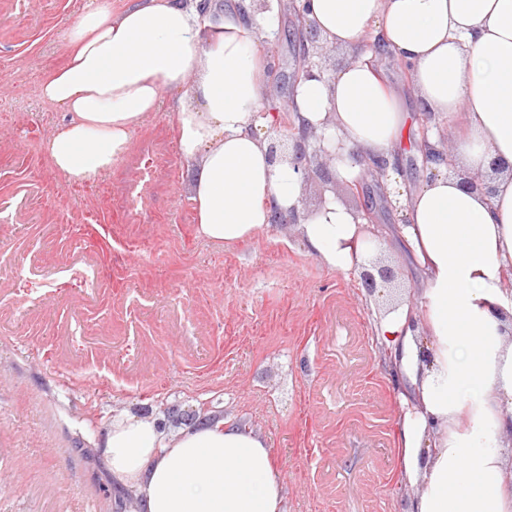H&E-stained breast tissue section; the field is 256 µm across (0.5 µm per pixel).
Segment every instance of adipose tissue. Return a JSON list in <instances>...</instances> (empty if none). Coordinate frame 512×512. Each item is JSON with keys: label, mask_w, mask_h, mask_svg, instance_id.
Wrapping results in <instances>:
<instances>
[{"label": "adipose tissue", "mask_w": 512, "mask_h": 512, "mask_svg": "<svg viewBox=\"0 0 512 512\" xmlns=\"http://www.w3.org/2000/svg\"><path fill=\"white\" fill-rule=\"evenodd\" d=\"M329 44L379 41L406 63L421 107L461 121L446 162L402 195L395 235L421 276L416 302L386 312L379 337L401 388L398 446L413 488L408 512H512V0H310ZM62 62L45 65L42 102L63 112L44 150L70 181L108 175L136 129L178 92L176 137L192 165L199 234L222 246L272 230L274 212L329 269L374 254L364 219L334 195L315 211L288 163L268 160L253 134L262 54L238 17L212 22L191 0H93L68 26ZM336 153V179L365 161L393 162L410 125L401 95L368 58L302 81L290 105ZM489 189L461 187L452 169L487 172ZM102 446L135 512H284L281 469L267 440L222 419L173 429L154 416L113 417Z\"/></svg>", "instance_id": "obj_1"}]
</instances>
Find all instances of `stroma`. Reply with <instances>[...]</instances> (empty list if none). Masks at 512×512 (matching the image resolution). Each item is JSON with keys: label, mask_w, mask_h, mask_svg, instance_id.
Masks as SVG:
<instances>
[{"label": "stroma", "mask_w": 512, "mask_h": 512, "mask_svg": "<svg viewBox=\"0 0 512 512\" xmlns=\"http://www.w3.org/2000/svg\"><path fill=\"white\" fill-rule=\"evenodd\" d=\"M91 0H38L26 11L0 0V199L32 198L0 230V512H131L100 442L112 418L150 408L185 409L250 424L283 472L288 512H405L397 383L384 363L378 324L416 297L401 256L380 248L371 264L393 273L371 294L283 231L214 246L196 231L174 153L144 224H71L84 204L49 166L46 131L61 111L42 104L45 62ZM263 45V109L292 100L304 61L292 12L273 19ZM348 209L371 210L384 237L399 214L377 178L362 194L337 185ZM84 241L72 253V240ZM79 262L96 288L67 285L19 308L30 286ZM233 277H225V269Z\"/></svg>", "instance_id": "1"}]
</instances>
